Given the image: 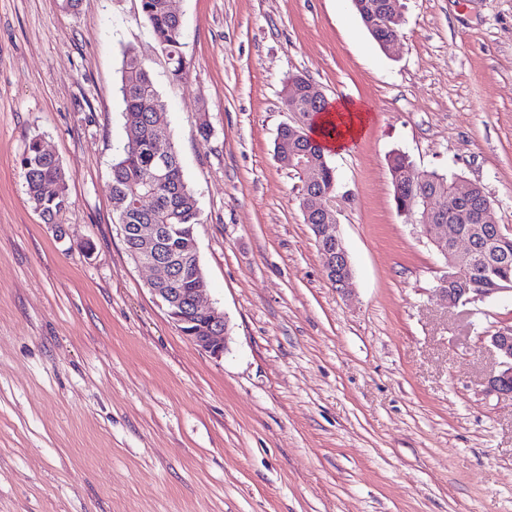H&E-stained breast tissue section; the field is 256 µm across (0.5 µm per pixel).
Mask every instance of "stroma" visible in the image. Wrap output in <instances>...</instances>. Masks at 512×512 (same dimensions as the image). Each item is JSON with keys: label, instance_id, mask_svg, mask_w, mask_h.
Instances as JSON below:
<instances>
[{"label": "stroma", "instance_id": "35a3bbf8", "mask_svg": "<svg viewBox=\"0 0 512 512\" xmlns=\"http://www.w3.org/2000/svg\"><path fill=\"white\" fill-rule=\"evenodd\" d=\"M402 2L388 54L352 0H175V80L140 0H0V512H512V399L485 385L512 297L435 298L439 256L388 170L399 150L481 183L512 228V0ZM128 49L199 200L218 360L169 320L113 213ZM291 75L369 114L328 154L348 293L275 157ZM35 135L69 176L51 224L20 177Z\"/></svg>", "mask_w": 512, "mask_h": 512}]
</instances>
